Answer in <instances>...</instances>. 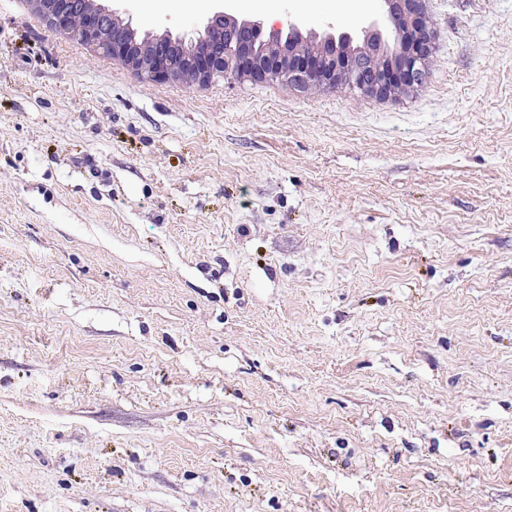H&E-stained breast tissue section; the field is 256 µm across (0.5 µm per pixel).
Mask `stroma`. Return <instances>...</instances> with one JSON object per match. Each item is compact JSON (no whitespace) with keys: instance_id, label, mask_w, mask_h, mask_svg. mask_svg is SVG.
<instances>
[{"instance_id":"35a3bbf8","label":"stroma","mask_w":512,"mask_h":512,"mask_svg":"<svg viewBox=\"0 0 512 512\" xmlns=\"http://www.w3.org/2000/svg\"><path fill=\"white\" fill-rule=\"evenodd\" d=\"M295 2L248 15L378 6ZM427 11L382 100L153 81L0 0V512H512V0Z\"/></svg>"}]
</instances>
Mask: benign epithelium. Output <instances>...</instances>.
<instances>
[{"instance_id":"obj_1","label":"benign epithelium","mask_w":512,"mask_h":512,"mask_svg":"<svg viewBox=\"0 0 512 512\" xmlns=\"http://www.w3.org/2000/svg\"><path fill=\"white\" fill-rule=\"evenodd\" d=\"M50 31L118 58L159 81L284 82L298 89L341 87L381 98L408 94L427 75L432 32L426 0H380L379 18L339 35L264 31L255 18L209 14L195 37L140 33L102 0H31Z\"/></svg>"}]
</instances>
